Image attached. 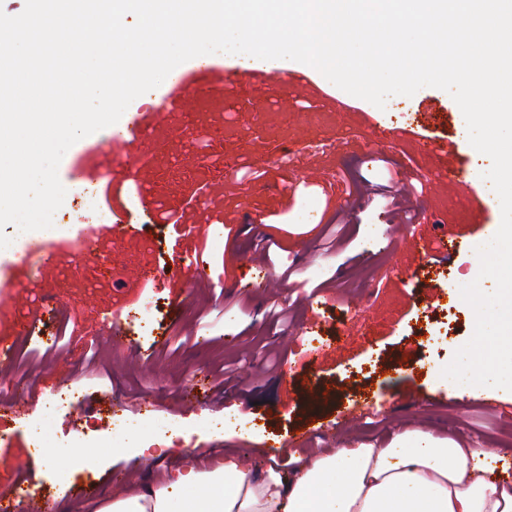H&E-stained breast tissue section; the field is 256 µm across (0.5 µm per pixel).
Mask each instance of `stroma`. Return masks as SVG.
I'll return each instance as SVG.
<instances>
[{
    "instance_id": "obj_1",
    "label": "stroma",
    "mask_w": 512,
    "mask_h": 512,
    "mask_svg": "<svg viewBox=\"0 0 512 512\" xmlns=\"http://www.w3.org/2000/svg\"><path fill=\"white\" fill-rule=\"evenodd\" d=\"M208 63L202 80L212 88L214 108L175 102L163 115L167 126L182 128L181 136L161 130L130 149L112 141L111 204L116 219L140 224L138 237L76 222L80 210L70 196L101 155L90 135L68 149L58 169L69 194L62 205L68 240L35 236L0 253V294L23 296L0 305V342L26 345L22 367L33 386L0 397V436L7 440L0 496H31L56 512H100L125 490L113 484V473L146 482L188 458L215 468L229 452L290 468L297 452L289 442L306 430L314 434L312 453L420 430L496 450L512 464V443L498 436L512 427V392L447 383L439 375L475 328L460 286L477 280L484 291L494 288L492 279L478 277L474 245L491 240L501 222L499 200L483 178L491 160L469 144L450 94L424 87L390 97L383 111L357 104L335 119L315 79L310 89L294 90L292 110L269 95L253 113L251 83L232 79L240 70L235 60L214 54ZM196 122L208 152L221 154L224 165L203 161L157 176L154 190L199 224L179 241L171 226L129 205L139 178L129 156H151L161 145L168 158L182 157ZM375 122L457 144L467 187L483 202L481 217L465 205L467 188H450L438 177V157L419 153L408 139L382 153L371 146ZM315 147L329 179L300 176ZM398 172L422 184L405 198L409 223L393 222L392 208L365 191L388 185ZM82 232L96 236L97 255L80 253L74 239ZM418 234L459 238L443 263V289L430 287L422 261L404 254ZM357 266L371 269L366 281L350 278ZM269 280L285 284L278 296L287 302V326L268 317ZM446 296L456 307L452 329L427 342L416 319ZM146 304L153 320L144 331L129 315ZM117 327L120 345L112 337ZM61 390L76 392V404L52 420L35 415ZM368 399L373 417L352 418ZM109 418L128 444L196 421L206 433L175 445L164 459L117 458L102 472L82 461L63 471L40 461L42 448L64 445L73 434L104 437Z\"/></svg>"
}]
</instances>
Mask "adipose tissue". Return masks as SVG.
Wrapping results in <instances>:
<instances>
[{
    "label": "adipose tissue",
    "mask_w": 512,
    "mask_h": 512,
    "mask_svg": "<svg viewBox=\"0 0 512 512\" xmlns=\"http://www.w3.org/2000/svg\"><path fill=\"white\" fill-rule=\"evenodd\" d=\"M490 456L418 430L309 456L288 475L228 456L212 470L171 467L101 512H512V485L486 475Z\"/></svg>",
    "instance_id": "1"
}]
</instances>
